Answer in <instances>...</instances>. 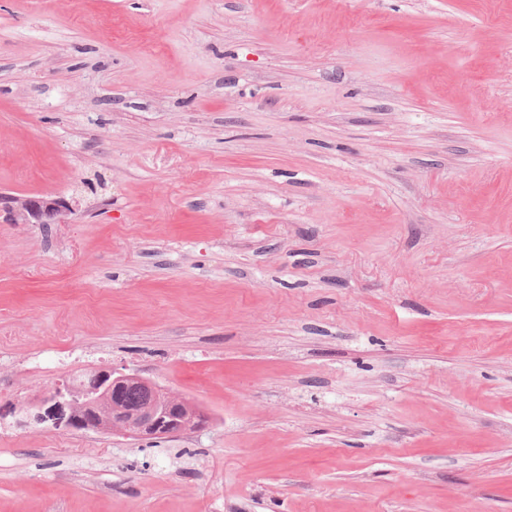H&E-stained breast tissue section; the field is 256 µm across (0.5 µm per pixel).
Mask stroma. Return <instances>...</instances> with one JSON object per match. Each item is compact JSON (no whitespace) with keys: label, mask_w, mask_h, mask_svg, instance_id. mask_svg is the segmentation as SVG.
I'll list each match as a JSON object with an SVG mask.
<instances>
[{"label":"stroma","mask_w":512,"mask_h":512,"mask_svg":"<svg viewBox=\"0 0 512 512\" xmlns=\"http://www.w3.org/2000/svg\"><path fill=\"white\" fill-rule=\"evenodd\" d=\"M0 512H512V0H0ZM72 211L69 201L53 194L0 193V215L10 224H64ZM132 386L150 390L154 399L147 403L150 395ZM123 392L124 405L139 408L123 407L119 402ZM19 412L55 429L120 434L136 440L203 431L210 423L208 412L199 402L172 395L138 370L114 367L93 371L80 382L62 380L20 405Z\"/></svg>","instance_id":"35a3bbf8"}]
</instances>
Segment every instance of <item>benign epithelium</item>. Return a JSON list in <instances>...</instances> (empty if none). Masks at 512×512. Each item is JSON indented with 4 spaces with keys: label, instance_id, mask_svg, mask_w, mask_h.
Listing matches in <instances>:
<instances>
[{
    "label": "benign epithelium",
    "instance_id": "1",
    "mask_svg": "<svg viewBox=\"0 0 512 512\" xmlns=\"http://www.w3.org/2000/svg\"><path fill=\"white\" fill-rule=\"evenodd\" d=\"M72 211L69 201L53 194L0 193V214L12 224H64ZM132 386L150 390L154 399L135 410L123 407L119 399ZM19 412L55 429L120 434L136 440L203 431L210 423L199 402L175 396L129 368L93 371L80 382L65 379L21 405Z\"/></svg>",
    "mask_w": 512,
    "mask_h": 512
}]
</instances>
